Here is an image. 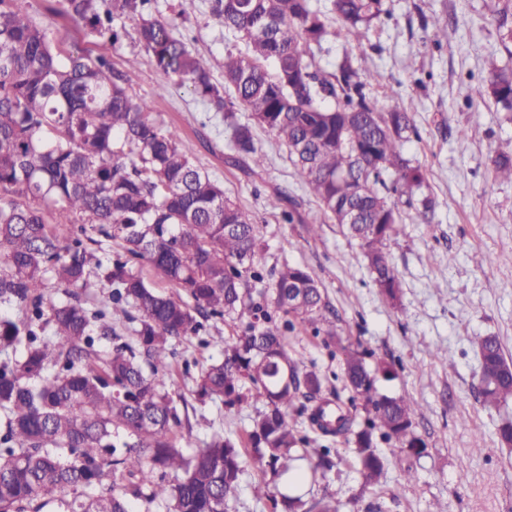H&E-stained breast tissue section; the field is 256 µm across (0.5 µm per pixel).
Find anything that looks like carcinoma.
I'll return each mask as SVG.
<instances>
[{
    "label": "carcinoma",
    "mask_w": 512,
    "mask_h": 512,
    "mask_svg": "<svg viewBox=\"0 0 512 512\" xmlns=\"http://www.w3.org/2000/svg\"><path fill=\"white\" fill-rule=\"evenodd\" d=\"M152 2L61 0V13L114 44L126 36L120 21H136L154 68L224 114L235 161L262 166L254 126L274 133L320 207L359 243L375 287L398 302L388 243L401 215L391 196L410 200L425 181L402 152L417 134L410 113L384 110L349 58L338 73H320L313 49L329 29L312 0H213L224 30L245 44L215 64ZM331 13L360 46L384 0H331ZM487 94L512 112V70L492 67ZM237 101L253 123L238 120ZM493 167L512 181V157ZM348 208L358 223H343ZM262 249L250 212L155 121L110 58L65 50L17 0H0V304L20 311L0 316V512L50 503L58 512H132V497L164 512H228L248 450L273 509L338 512L327 492L307 500L279 491L286 476L304 478L299 460L323 478L334 467L332 449L310 447L291 410L322 435L354 442L367 488L385 470L377 439L398 444L399 464L424 452L419 405L377 387L392 365L372 368L361 344L341 342L305 269L286 263L275 288L258 287ZM142 262L178 292L152 288L136 268ZM51 286L67 300L53 301ZM247 314L253 321L224 339L222 358L194 378L193 393L203 407L253 409L251 423L241 436L215 428L187 453L174 437L190 420L171 389L173 342L211 319ZM296 322L339 346L349 406L324 398L321 375L288 355ZM101 340L111 343L104 355ZM477 350V399L497 406L512 398V359L496 335L478 337ZM119 429L122 452L112 442Z\"/></svg>",
    "instance_id": "obj_1"
}]
</instances>
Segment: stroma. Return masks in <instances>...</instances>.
I'll list each match as a JSON object with an SVG mask.
<instances>
[{
	"label": "stroma",
	"instance_id": "1",
	"mask_svg": "<svg viewBox=\"0 0 512 512\" xmlns=\"http://www.w3.org/2000/svg\"><path fill=\"white\" fill-rule=\"evenodd\" d=\"M19 5L66 45L109 57L130 93L150 101L157 121L177 131L196 162L251 211L263 238L264 288L274 287L273 273L283 263L304 267L334 310L338 335L360 342L369 364L396 362L395 377L379 379L378 387L421 408L415 429L427 447L406 460L415 479L402 484L392 445L382 440L384 477L362 490L353 446L336 442L330 489L339 512H354L358 495L382 503L386 512H431L437 502L445 512H512V447L501 446L496 435L499 422L512 419V399L497 407L475 399L477 337L499 336L512 356V181L495 180L492 171L497 154L512 155V114L485 92L489 62L512 69V51L502 45L493 19L504 7L512 25V0H385L386 12L371 24L362 48L339 37L316 55L327 72L336 71L344 57L364 59L382 76L369 85V94L385 108L407 109L418 131L403 152L421 167L423 192L435 206L429 212L417 203L399 207L401 230L389 243L401 280L395 305L374 287L360 247L309 195L273 133L256 128L266 162L249 170L233 160L222 115L210 111L191 86L154 69L135 42L133 22H126V36L114 44L87 37L62 15L59 0ZM157 8L177 16L179 33L203 57L219 59L241 45L213 16L211 0H157ZM438 20L447 23V36H434L430 25ZM282 192L295 203V222L285 221L274 203ZM238 328L235 322H211L203 337L177 343L174 391L190 396L193 380L183 362L218 359L225 337ZM286 343L295 360L324 376L326 397L348 399L340 354L299 324ZM191 423V435L180 440L187 450L214 424L243 434L249 418L244 410L209 407Z\"/></svg>",
	"mask_w": 512,
	"mask_h": 512
}]
</instances>
